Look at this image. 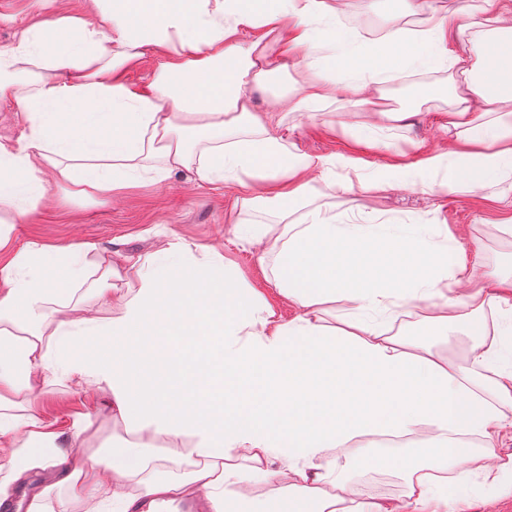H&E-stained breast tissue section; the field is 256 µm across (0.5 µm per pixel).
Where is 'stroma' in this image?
<instances>
[{"label": "stroma", "instance_id": "35a3bbf8", "mask_svg": "<svg viewBox=\"0 0 512 512\" xmlns=\"http://www.w3.org/2000/svg\"><path fill=\"white\" fill-rule=\"evenodd\" d=\"M1 10L14 13L16 21L0 26V49L14 43L18 30L49 19L54 6L51 0H0ZM303 81L301 67L288 60L275 76L271 91L254 93V110L271 116L270 132L297 155L337 157L355 151L364 161V180L348 193L338 188L335 176L315 175L307 188V204L321 207L340 224L359 223L360 212L373 211L381 220L409 226L431 241L451 235L466 257H480L485 273L512 270V235L503 231L504 225H512L511 186L468 190L460 185L453 166L443 174L447 181L443 188L406 182L399 189L381 191L365 185L384 166H406L427 152L447 148L448 134L442 125L453 106L454 77L450 72L430 69L420 72L418 80L382 85L387 108L402 114L398 120L356 107L341 70L336 73L335 94L317 111H277L275 95L298 93ZM425 85L432 86L433 95L422 94ZM242 195L234 183L199 181L195 167L189 166L161 183L139 182L106 202L69 200L62 188H52L38 221H19L8 225L6 231L11 249L17 251L36 244L91 243L146 255L165 238L191 246L220 241L225 258L233 262L241 277L260 287L281 320H291L295 308L265 280L253 247L235 237L229 222L237 214L247 222H270L274 212H235L234 204ZM103 398L100 392L88 396L60 387L39 401L35 411L54 413L67 426L79 415L91 414L94 433L81 444L73 434H66L60 446L67 451L81 445L106 448L124 436L125 429L121 422L113 421L110 409L101 405L88 410V400L101 403ZM382 448V437L366 436L349 451H336L335 457L343 466L342 476L373 497H401L405 486L400 471L365 470L358 463L359 457L380 455ZM461 490L469 501L466 512H512V492L487 478L479 462L467 464Z\"/></svg>", "mask_w": 512, "mask_h": 512}]
</instances>
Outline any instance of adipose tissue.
I'll list each match as a JSON object with an SVG mask.
<instances>
[{"mask_svg": "<svg viewBox=\"0 0 512 512\" xmlns=\"http://www.w3.org/2000/svg\"><path fill=\"white\" fill-rule=\"evenodd\" d=\"M20 30L0 49V101L24 112L28 131L0 141V223L35 219L52 187L69 199L103 200L132 183L161 182L195 164L200 180L252 179L242 204L278 210V227L251 225L258 261H278L273 286L298 309L282 322L262 291L224 259L223 244L161 241L142 257L96 245L19 251L0 263V503L29 471L53 467L75 508L109 500L117 512H436L461 504L453 470L484 459L512 489V318L493 332L476 319L494 288L445 298L471 280L457 240L429 243L384 223L336 224L319 208L292 219L313 173L342 166L350 191L357 158L289 156L255 113L251 95L278 56L308 72L292 112L331 98L347 71L356 105L381 111L371 84L421 68L456 77L448 127L459 146L413 170L433 185L448 164L512 180V26L504 11L484 24V64L461 46L459 13L420 0L427 21L381 36L335 28L343 0H87ZM247 30L258 38L244 39ZM155 60L146 87L126 73ZM123 270L130 286L112 289ZM349 312L329 324L330 305ZM113 313L101 316L100 307ZM410 307L466 363L377 322ZM112 402L126 439L63 452L57 421L32 413L55 387ZM364 435L408 436L398 457L368 468L402 471V497L377 499L340 476L333 448ZM480 439L479 451L468 438ZM254 484L284 486L258 497Z\"/></svg>", "mask_w": 512, "mask_h": 512, "instance_id": "obj_1", "label": "adipose tissue"}]
</instances>
